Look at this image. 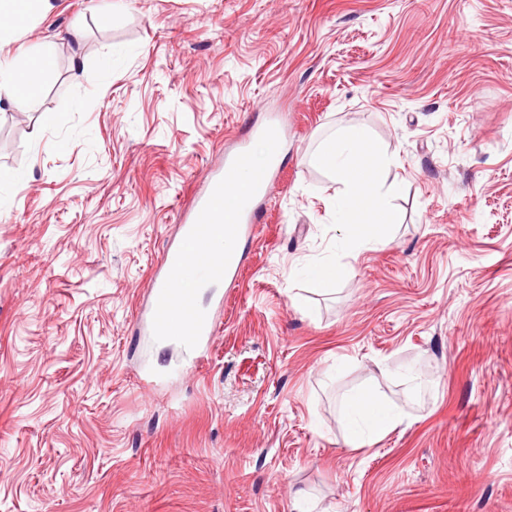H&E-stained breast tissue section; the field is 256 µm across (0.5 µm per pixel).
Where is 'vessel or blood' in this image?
I'll list each match as a JSON object with an SVG mask.
<instances>
[{
	"instance_id": "1",
	"label": "vessel or blood",
	"mask_w": 512,
	"mask_h": 512,
	"mask_svg": "<svg viewBox=\"0 0 512 512\" xmlns=\"http://www.w3.org/2000/svg\"><path fill=\"white\" fill-rule=\"evenodd\" d=\"M248 174L246 192L228 197L226 187L236 185L241 174ZM277 177L274 165L258 168L247 148L229 152L224 163L209 173L197 195V205L181 226V243L167 253L164 271L155 279L149 300L141 313L143 328L154 340L180 346L197 354L213 334L209 315L199 303L196 290L182 289V280L203 284L234 279L239 260L236 253L216 256V238L230 241L250 236L260 223L263 201Z\"/></svg>"
}]
</instances>
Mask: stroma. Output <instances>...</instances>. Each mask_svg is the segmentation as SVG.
<instances>
[{
  "mask_svg": "<svg viewBox=\"0 0 512 512\" xmlns=\"http://www.w3.org/2000/svg\"><path fill=\"white\" fill-rule=\"evenodd\" d=\"M53 4L0 50L55 60L29 109L0 100V512H512V0ZM274 114L265 216L167 378L184 354L137 314L202 176ZM351 125L390 158L375 247L314 160ZM331 258L333 289L304 277ZM373 383L410 421L349 447Z\"/></svg>",
  "mask_w": 512,
  "mask_h": 512,
  "instance_id": "1",
  "label": "stroma"
}]
</instances>
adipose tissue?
Returning a JSON list of instances; mask_svg holds the SVG:
<instances>
[{
    "label": "adipose tissue",
    "mask_w": 512,
    "mask_h": 512,
    "mask_svg": "<svg viewBox=\"0 0 512 512\" xmlns=\"http://www.w3.org/2000/svg\"><path fill=\"white\" fill-rule=\"evenodd\" d=\"M51 0H0V46L8 43L18 21L49 12ZM48 54L29 58L23 64L0 61V90L19 110L35 100L39 82L51 68ZM26 85V98H19L18 85ZM318 161L343 185L336 200V212L362 245L384 243V233L393 224V216L378 185L388 156L384 145L370 139L364 129L350 126L323 147ZM407 413L392 403L379 386H367L351 394L344 403L343 419L347 438L359 448L382 438L407 420Z\"/></svg>",
    "instance_id": "1"
}]
</instances>
